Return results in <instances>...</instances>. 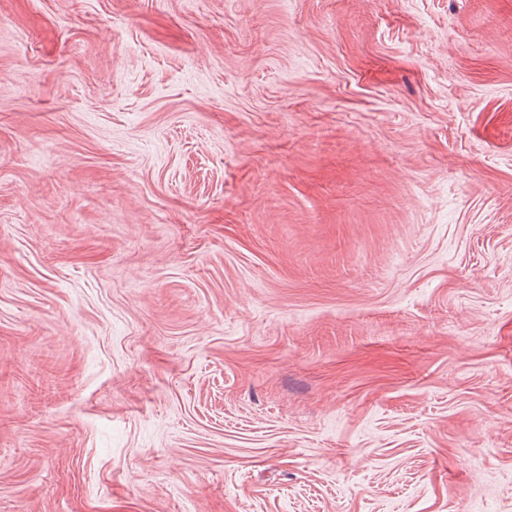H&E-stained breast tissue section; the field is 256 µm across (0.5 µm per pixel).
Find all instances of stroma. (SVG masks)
Segmentation results:
<instances>
[{
	"label": "stroma",
	"instance_id": "1",
	"mask_svg": "<svg viewBox=\"0 0 512 512\" xmlns=\"http://www.w3.org/2000/svg\"><path fill=\"white\" fill-rule=\"evenodd\" d=\"M0 512H512V0H0Z\"/></svg>",
	"mask_w": 512,
	"mask_h": 512
}]
</instances>
